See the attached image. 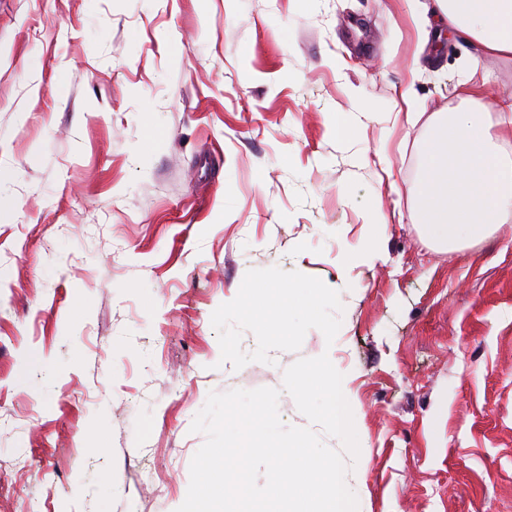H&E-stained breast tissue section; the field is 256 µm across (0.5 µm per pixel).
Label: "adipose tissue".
Returning a JSON list of instances; mask_svg holds the SVG:
<instances>
[{
  "label": "adipose tissue",
  "instance_id": "obj_1",
  "mask_svg": "<svg viewBox=\"0 0 512 512\" xmlns=\"http://www.w3.org/2000/svg\"><path fill=\"white\" fill-rule=\"evenodd\" d=\"M422 32H448L470 44L467 65L473 71L488 57L512 60V0H435L422 18ZM488 107L498 112L497 122L480 111L428 118L425 172L414 203L421 230L435 245L485 239L512 214V158L501 149L512 138V99Z\"/></svg>",
  "mask_w": 512,
  "mask_h": 512
}]
</instances>
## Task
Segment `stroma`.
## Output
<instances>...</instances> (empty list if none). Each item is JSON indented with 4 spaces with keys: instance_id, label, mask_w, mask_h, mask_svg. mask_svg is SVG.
Listing matches in <instances>:
<instances>
[{
    "instance_id": "stroma-1",
    "label": "stroma",
    "mask_w": 512,
    "mask_h": 512,
    "mask_svg": "<svg viewBox=\"0 0 512 512\" xmlns=\"http://www.w3.org/2000/svg\"><path fill=\"white\" fill-rule=\"evenodd\" d=\"M413 7L0 0V512H176L209 393L324 353L358 512H512V218L429 244L407 118L511 97L512 62L468 71ZM270 267L336 290L340 329L234 369L211 315Z\"/></svg>"
}]
</instances>
